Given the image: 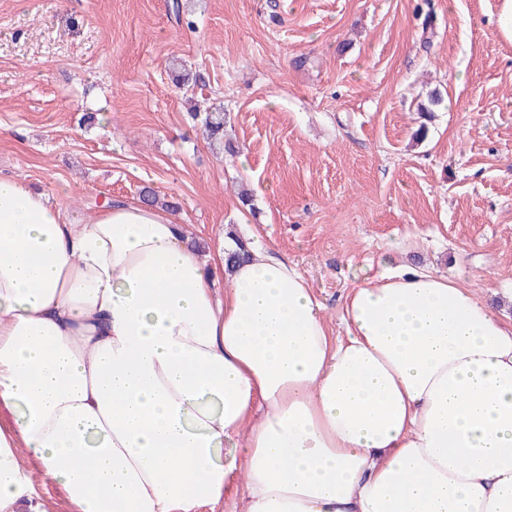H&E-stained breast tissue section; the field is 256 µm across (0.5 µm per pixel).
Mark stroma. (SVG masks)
Listing matches in <instances>:
<instances>
[{
  "label": "stroma",
  "mask_w": 512,
  "mask_h": 512,
  "mask_svg": "<svg viewBox=\"0 0 512 512\" xmlns=\"http://www.w3.org/2000/svg\"><path fill=\"white\" fill-rule=\"evenodd\" d=\"M498 8L0 0V177L86 215L152 187L204 253L233 233L287 256L333 323L355 280L401 265L475 288L511 322L512 41ZM194 104L223 106L236 155L189 121Z\"/></svg>",
  "instance_id": "stroma-1"
}]
</instances>
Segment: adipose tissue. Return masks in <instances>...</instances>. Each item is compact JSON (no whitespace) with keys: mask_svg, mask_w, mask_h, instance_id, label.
Returning a JSON list of instances; mask_svg holds the SVG:
<instances>
[{"mask_svg":"<svg viewBox=\"0 0 512 512\" xmlns=\"http://www.w3.org/2000/svg\"><path fill=\"white\" fill-rule=\"evenodd\" d=\"M37 472L74 512H512V323L410 266L335 328L288 258L0 177V512H53Z\"/></svg>","mask_w":512,"mask_h":512,"instance_id":"ef3b65f1","label":"adipose tissue"}]
</instances>
